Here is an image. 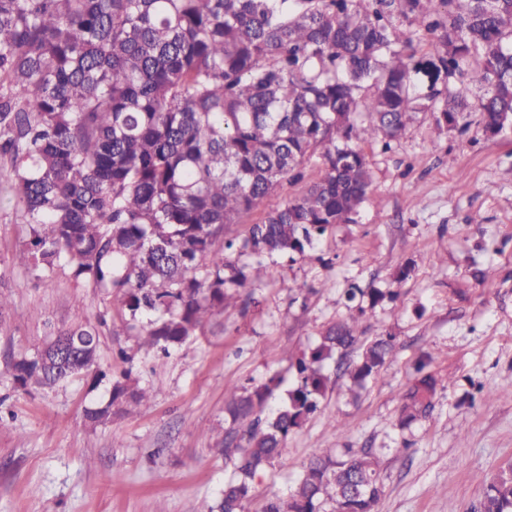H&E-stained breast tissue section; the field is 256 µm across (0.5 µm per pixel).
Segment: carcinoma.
Masks as SVG:
<instances>
[{"label":"carcinoma","mask_w":512,"mask_h":512,"mask_svg":"<svg viewBox=\"0 0 512 512\" xmlns=\"http://www.w3.org/2000/svg\"><path fill=\"white\" fill-rule=\"evenodd\" d=\"M456 77L485 93L470 103ZM411 112L440 132L464 112L489 137L512 128V0H0V159L29 224L18 263L42 277L67 266L119 294L130 328L165 353L224 309L228 289L275 280L279 259L305 260L354 222L371 188L360 145L391 148ZM314 156L307 190L268 205ZM260 207L240 247L224 239ZM365 297L373 309L393 292L345 290ZM348 309L291 362L280 408L265 411L280 376L225 395L234 477L221 512H242L288 433L319 411L329 362L356 399L390 361L394 337L360 343L365 308ZM98 343L89 323L63 330L12 361L13 381L50 388L87 372ZM434 388L427 374L404 395L401 426L430 414ZM151 396L116 382L86 417L104 423ZM382 493L377 450L346 448L310 461L264 512H373ZM473 512H512V472Z\"/></svg>","instance_id":"cac0c4a2"}]
</instances>
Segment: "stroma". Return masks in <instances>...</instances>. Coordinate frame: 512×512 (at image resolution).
Listing matches in <instances>:
<instances>
[{
    "mask_svg": "<svg viewBox=\"0 0 512 512\" xmlns=\"http://www.w3.org/2000/svg\"><path fill=\"white\" fill-rule=\"evenodd\" d=\"M465 120L464 132L440 133L417 112L390 151L365 144L372 186L354 222L326 235L317 259L234 289L223 313L166 355L128 329L116 295L67 267L40 279L18 265L29 227L20 209L0 208V292L12 305L0 321V512H213L233 471L225 390L291 380V358L348 317L352 283L396 291L357 322L364 339L392 335L393 357L356 401L347 377L331 376L319 412L256 477L244 512L287 497L312 459L341 448L381 449L374 512H471L512 470V129L489 139L475 113ZM77 323L98 324L105 379L15 388L11 360ZM426 351L434 408L402 431L401 397ZM125 372L151 398L88 422L85 408L106 404Z\"/></svg>",
    "mask_w": 512,
    "mask_h": 512,
    "instance_id": "1",
    "label": "stroma"
}]
</instances>
